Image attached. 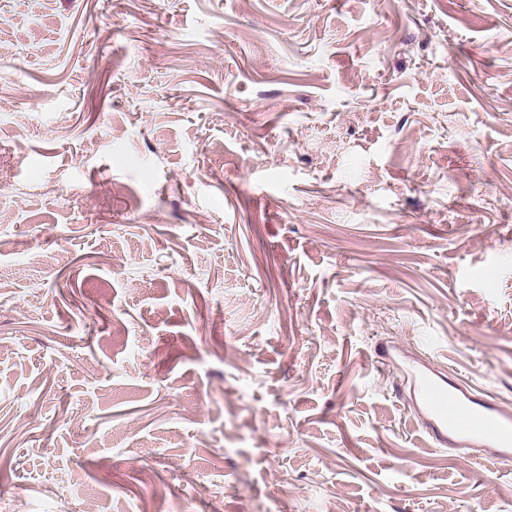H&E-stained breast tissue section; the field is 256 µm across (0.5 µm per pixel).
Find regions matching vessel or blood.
Here are the masks:
<instances>
[{"label":"vessel or blood","instance_id":"1","mask_svg":"<svg viewBox=\"0 0 512 512\" xmlns=\"http://www.w3.org/2000/svg\"><path fill=\"white\" fill-rule=\"evenodd\" d=\"M414 411L441 446L474 447L492 463L512 461V412L441 377L429 366L408 378Z\"/></svg>","mask_w":512,"mask_h":512}]
</instances>
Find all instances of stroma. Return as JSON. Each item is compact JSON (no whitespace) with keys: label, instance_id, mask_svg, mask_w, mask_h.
Returning <instances> with one entry per match:
<instances>
[{"label":"stroma","instance_id":"35a3bbf8","mask_svg":"<svg viewBox=\"0 0 512 512\" xmlns=\"http://www.w3.org/2000/svg\"><path fill=\"white\" fill-rule=\"evenodd\" d=\"M423 353L512 407V0H0V512H512Z\"/></svg>","mask_w":512,"mask_h":512}]
</instances>
